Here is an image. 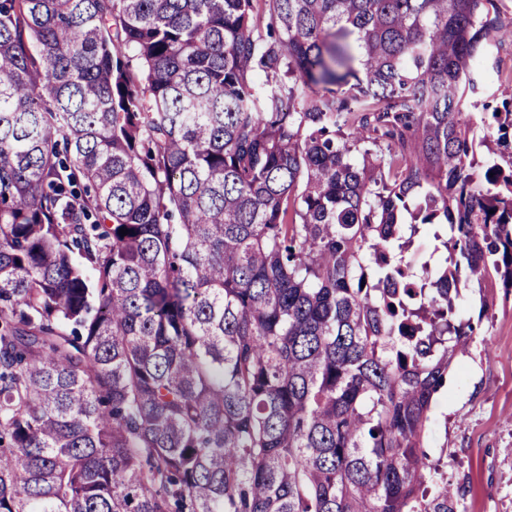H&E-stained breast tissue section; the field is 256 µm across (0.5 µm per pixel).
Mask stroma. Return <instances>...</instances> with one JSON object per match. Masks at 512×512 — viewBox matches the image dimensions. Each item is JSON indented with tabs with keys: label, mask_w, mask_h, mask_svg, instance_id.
Returning <instances> with one entry per match:
<instances>
[{
	"label": "stroma",
	"mask_w": 512,
	"mask_h": 512,
	"mask_svg": "<svg viewBox=\"0 0 512 512\" xmlns=\"http://www.w3.org/2000/svg\"><path fill=\"white\" fill-rule=\"evenodd\" d=\"M461 306L482 316L485 333L455 358L424 447L460 488L459 512H512V296L496 294L484 312L471 287Z\"/></svg>",
	"instance_id": "stroma-1"
}]
</instances>
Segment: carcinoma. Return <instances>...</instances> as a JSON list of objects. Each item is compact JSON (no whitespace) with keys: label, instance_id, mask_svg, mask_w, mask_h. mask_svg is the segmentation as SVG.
<instances>
[{"label":"carcinoma","instance_id":"obj_1","mask_svg":"<svg viewBox=\"0 0 512 512\" xmlns=\"http://www.w3.org/2000/svg\"><path fill=\"white\" fill-rule=\"evenodd\" d=\"M503 2L0 0V512H457L423 438L462 289L512 294ZM497 60L504 70L512 69V45L505 44L498 48H493L492 58L489 60L485 70V88L483 99L489 102V109L483 110L480 106L478 109H469L466 112H474L473 122L476 125V131L479 136L483 135L480 112H491L496 107L502 109L504 101L512 104V81L509 83H500L495 72L492 70V63ZM440 246V242L435 240L433 234L430 232L422 231L413 238L409 250L405 253L406 259L415 267L419 268L421 263L425 260L436 258L441 253H436V247Z\"/></svg>","mask_w":512,"mask_h":512}]
</instances>
